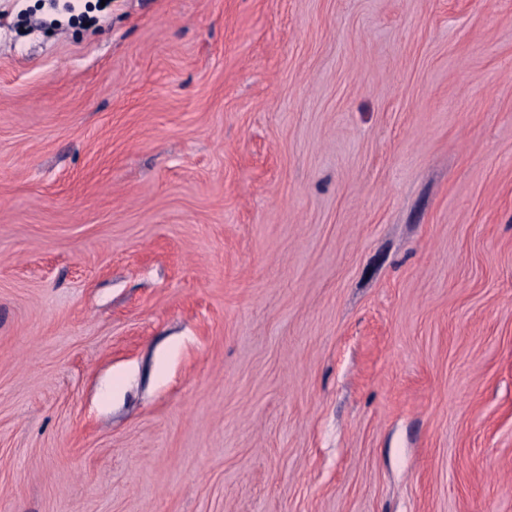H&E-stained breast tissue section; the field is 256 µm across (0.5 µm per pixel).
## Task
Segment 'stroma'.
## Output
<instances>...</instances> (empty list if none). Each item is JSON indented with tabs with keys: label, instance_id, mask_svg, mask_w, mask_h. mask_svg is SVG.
Listing matches in <instances>:
<instances>
[{
	"label": "stroma",
	"instance_id": "1",
	"mask_svg": "<svg viewBox=\"0 0 512 512\" xmlns=\"http://www.w3.org/2000/svg\"><path fill=\"white\" fill-rule=\"evenodd\" d=\"M0 0V512H512V0Z\"/></svg>",
	"mask_w": 512,
	"mask_h": 512
}]
</instances>
